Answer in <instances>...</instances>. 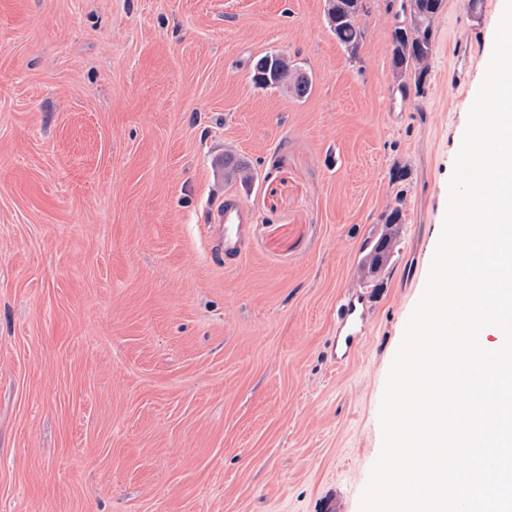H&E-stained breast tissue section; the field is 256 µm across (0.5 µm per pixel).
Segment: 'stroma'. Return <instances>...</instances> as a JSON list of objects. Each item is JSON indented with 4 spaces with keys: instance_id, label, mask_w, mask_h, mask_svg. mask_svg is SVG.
I'll return each mask as SVG.
<instances>
[{
    "instance_id": "stroma-1",
    "label": "stroma",
    "mask_w": 512,
    "mask_h": 512,
    "mask_svg": "<svg viewBox=\"0 0 512 512\" xmlns=\"http://www.w3.org/2000/svg\"><path fill=\"white\" fill-rule=\"evenodd\" d=\"M401 3L363 0L350 51L327 0H0V512H358L504 6L444 0L419 95ZM269 52L306 98L254 86ZM229 192L232 268L202 229ZM249 210L237 194H227L224 202L212 209L206 228L211 255L226 266L237 265L246 251L249 231ZM365 320L361 294L345 293L336 305V341L329 350V356L336 365H342L355 357L364 337Z\"/></svg>"
}]
</instances>
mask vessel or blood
Instances as JSON below:
<instances>
[{
  "label": "vessel or blood",
  "instance_id": "b4317fda",
  "mask_svg": "<svg viewBox=\"0 0 512 512\" xmlns=\"http://www.w3.org/2000/svg\"><path fill=\"white\" fill-rule=\"evenodd\" d=\"M249 231V210L235 194L225 195L223 202L211 212L206 226L210 252L225 265L238 264L246 251ZM366 312L360 293L344 294L336 305V341L329 350L331 360L344 364L358 352L365 331Z\"/></svg>",
  "mask_w": 512,
  "mask_h": 512
}]
</instances>
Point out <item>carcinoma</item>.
<instances>
[{
  "label": "carcinoma",
  "mask_w": 512,
  "mask_h": 512,
  "mask_svg": "<svg viewBox=\"0 0 512 512\" xmlns=\"http://www.w3.org/2000/svg\"><path fill=\"white\" fill-rule=\"evenodd\" d=\"M411 24L397 27L393 35V63L399 73L414 69V89L424 90L427 62L433 54L432 23L443 7L444 0H408ZM337 12L329 14L330 28L337 41L354 51L363 38L359 18L363 0H338ZM252 81L261 88H279L295 97L310 90L308 78L290 68L288 61L277 54L257 58L252 66Z\"/></svg>",
  "instance_id": "carcinoma-1"
}]
</instances>
